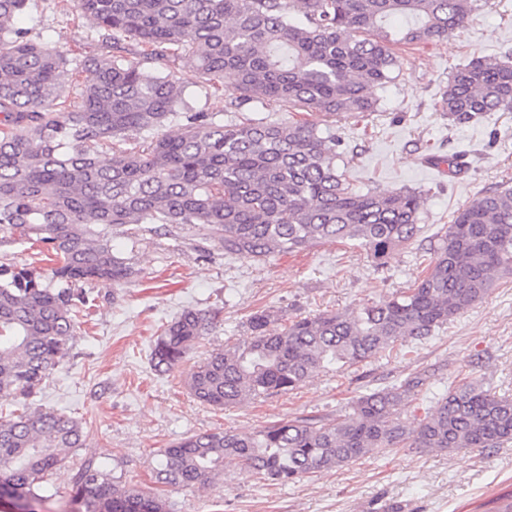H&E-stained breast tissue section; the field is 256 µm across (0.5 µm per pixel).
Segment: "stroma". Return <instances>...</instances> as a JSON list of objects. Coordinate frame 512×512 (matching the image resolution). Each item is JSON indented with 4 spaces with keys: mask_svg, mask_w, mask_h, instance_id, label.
Returning <instances> with one entry per match:
<instances>
[{
    "mask_svg": "<svg viewBox=\"0 0 512 512\" xmlns=\"http://www.w3.org/2000/svg\"><path fill=\"white\" fill-rule=\"evenodd\" d=\"M33 2L19 24L34 36L74 55L100 46V31L76 25L72 0ZM394 51L401 74L375 89L376 112L338 123L336 134L355 153L349 175L357 186L423 193L422 234L391 252L382 265L349 242L263 262L229 257L192 225L134 243L115 238L136 276L120 286L86 285L93 305L67 357L29 400L0 398L1 412L25 404L53 409L81 421L87 434L86 447L63 450L64 462L46 476L41 499L30 504L32 512H75L73 481L90 459L122 486L158 494L168 512H391L395 506L401 512H490L497 496L512 491V443L452 451L402 448L296 483L275 484L231 466L202 486L154 481L158 450L181 438L226 429L255 432L293 416L333 417L348 412L360 392L412 373H427L430 381L415 405L401 413L410 425L419 408L430 406L451 384L478 381L512 397V277L435 336L354 367L319 372L285 394L224 409L199 403L185 385L189 371L212 350L247 336L252 312H340L408 287L428 266L437 233L458 209L512 180V112H490L457 125L437 107L459 65L512 51V0L479 7L455 38L398 44ZM463 152L471 165L459 175L427 163L434 155ZM0 263L50 273L39 245L13 241L7 232H0ZM214 307L222 310L221 325L177 370L156 374L150 354L159 328L184 309Z\"/></svg>",
    "mask_w": 512,
    "mask_h": 512,
    "instance_id": "obj_1",
    "label": "stroma"
}]
</instances>
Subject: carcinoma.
Returning a JSON list of instances; mask_svg holds the SVG:
<instances>
[{"instance_id": "carcinoma-1", "label": "carcinoma", "mask_w": 512, "mask_h": 512, "mask_svg": "<svg viewBox=\"0 0 512 512\" xmlns=\"http://www.w3.org/2000/svg\"><path fill=\"white\" fill-rule=\"evenodd\" d=\"M478 0H75L102 32L101 49L71 58L17 26L29 0H0V230L44 246L49 282L0 265V394L27 397L65 358L86 304L78 283L123 284L135 270L112 245L203 225L227 256L257 260L350 241L380 262L422 232L421 192L358 189L336 122L377 109L373 90L399 76L395 44L460 32ZM191 59L186 71L179 62ZM85 74L80 101L67 95ZM221 84L224 120L195 109L192 89ZM301 110L289 122L242 111ZM457 124L512 112V54L476 57L448 77L438 103ZM313 112L316 118H308ZM177 121L176 133L163 128ZM131 149L118 147L132 137ZM112 144L104 164L99 148ZM512 275V187L458 211L426 271L406 289L351 311L251 314L243 342L187 375L199 401L233 407L285 394L331 365L363 363L421 341ZM221 310L188 308L152 345L159 373L179 368ZM422 374L356 397L334 419L300 416L253 433H199L159 450L156 483L193 487L242 473L277 483L398 448H493L512 441V399L476 381L401 420ZM80 423L55 410L0 415V493L39 498L61 451L82 448ZM82 512H166L160 497L122 490L93 461L77 474Z\"/></svg>"}]
</instances>
